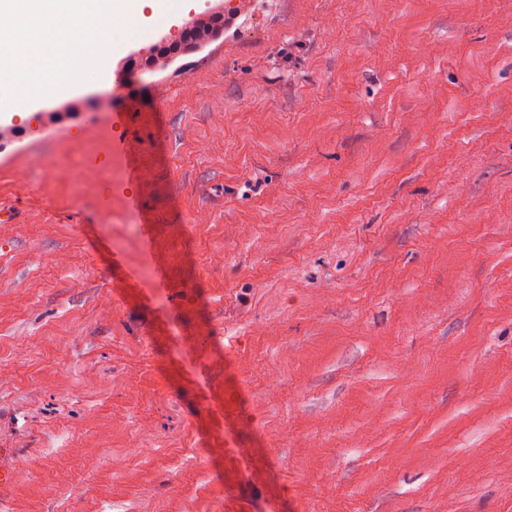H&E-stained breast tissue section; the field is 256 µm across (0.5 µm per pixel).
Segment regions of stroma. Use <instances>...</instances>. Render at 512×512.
Masks as SVG:
<instances>
[{"instance_id":"obj_1","label":"stroma","mask_w":512,"mask_h":512,"mask_svg":"<svg viewBox=\"0 0 512 512\" xmlns=\"http://www.w3.org/2000/svg\"><path fill=\"white\" fill-rule=\"evenodd\" d=\"M180 2L0 112V512H512V0ZM224 12L214 11L205 12L203 17H198L188 26L185 27L182 34L183 37L179 41H172L170 43L160 42L159 44L149 46L145 49V69L147 71H155L166 67L175 56L184 53L178 51L181 48H197L201 47L214 37L218 28L224 29Z\"/></svg>"}]
</instances>
